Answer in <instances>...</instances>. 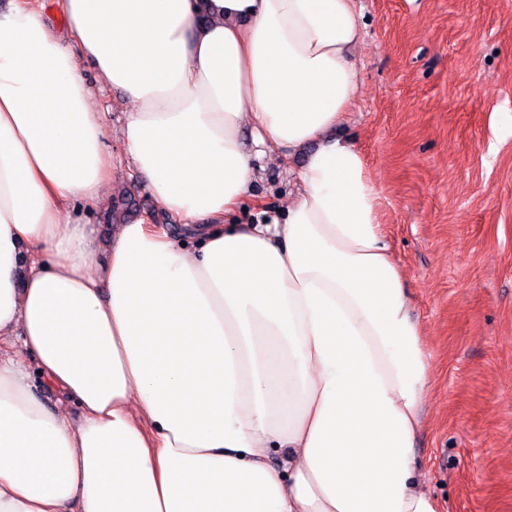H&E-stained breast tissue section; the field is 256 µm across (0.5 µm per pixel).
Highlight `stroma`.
I'll return each mask as SVG.
<instances>
[{
  "label": "stroma",
  "instance_id": "35a3bbf8",
  "mask_svg": "<svg viewBox=\"0 0 512 512\" xmlns=\"http://www.w3.org/2000/svg\"><path fill=\"white\" fill-rule=\"evenodd\" d=\"M351 60L360 92L338 131L380 190L383 239L429 353L417 473L441 512H512V0H356ZM98 92L113 156L125 122ZM234 214L266 224L286 208L301 159L275 152ZM144 185L120 180L90 220L154 214Z\"/></svg>",
  "mask_w": 512,
  "mask_h": 512
}]
</instances>
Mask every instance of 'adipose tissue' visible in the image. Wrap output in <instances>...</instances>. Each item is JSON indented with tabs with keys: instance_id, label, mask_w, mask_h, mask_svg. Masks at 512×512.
<instances>
[{
	"instance_id": "adipose-tissue-1",
	"label": "adipose tissue",
	"mask_w": 512,
	"mask_h": 512,
	"mask_svg": "<svg viewBox=\"0 0 512 512\" xmlns=\"http://www.w3.org/2000/svg\"><path fill=\"white\" fill-rule=\"evenodd\" d=\"M0 13V512H438L431 364L380 193L335 131L354 0H60ZM180 226L84 221L114 162L79 60ZM305 154L282 221L231 224L241 131ZM59 396L49 407L32 375Z\"/></svg>"
}]
</instances>
